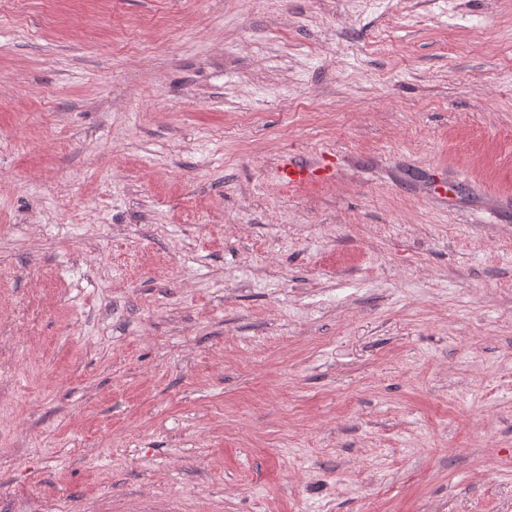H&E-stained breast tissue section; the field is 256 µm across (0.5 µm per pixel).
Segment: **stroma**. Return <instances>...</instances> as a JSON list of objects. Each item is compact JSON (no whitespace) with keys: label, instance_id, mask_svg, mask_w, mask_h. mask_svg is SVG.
<instances>
[{"label":"stroma","instance_id":"stroma-1","mask_svg":"<svg viewBox=\"0 0 512 512\" xmlns=\"http://www.w3.org/2000/svg\"><path fill=\"white\" fill-rule=\"evenodd\" d=\"M0 512H512V0H0ZM334 170L335 166L330 158H322L319 161L289 159L279 168L278 174L282 182L299 185L328 178Z\"/></svg>","mask_w":512,"mask_h":512}]
</instances>
